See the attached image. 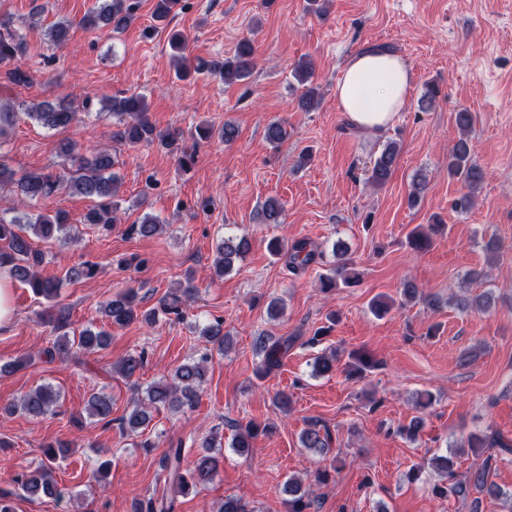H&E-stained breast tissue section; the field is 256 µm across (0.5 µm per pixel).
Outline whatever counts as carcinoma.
Here are the masks:
<instances>
[{"label":"carcinoma","instance_id":"obj_1","mask_svg":"<svg viewBox=\"0 0 512 512\" xmlns=\"http://www.w3.org/2000/svg\"><path fill=\"white\" fill-rule=\"evenodd\" d=\"M180 5V0H156L153 19L166 25L170 24L172 15ZM136 20L135 5L130 0H100L89 9L79 20L78 25L92 33L106 28L120 32L128 28ZM72 24L68 21L57 22L48 29L49 41L55 46H62L69 40ZM171 55L176 59L177 78L185 80L191 75H209L219 78L227 85L245 82L251 77L255 67V49L248 38L240 40L234 55L222 61H206L202 59L191 63L186 56L188 47L187 36L180 30H171L168 39ZM26 45L11 28L8 20L0 21V78L6 79L15 86H28L32 83L29 71L18 64V59L25 53ZM293 77L304 87L299 97L298 105L308 111L317 101L318 91L311 84V67L308 64L298 66ZM102 110L119 117V125L112 131V139L129 145L153 143L155 141L170 154L177 156L183 169L189 168L194 162V154L187 151L178 134L160 135L149 118V104L145 96L131 94L113 97ZM26 116L41 123L51 130H64L77 119V110L66 100L57 102L43 101L32 106ZM237 128L229 123L217 130L212 125L201 122L194 127L193 136L198 141H208L218 136L226 143L237 137ZM266 139L272 145H278L288 139L286 124L273 121L266 127ZM65 161L74 167L72 174L54 175L43 171H27L21 175L0 162V187L11 185L21 197L29 201H42L57 196L62 191L93 200L94 206L86 215V222L105 230L116 223L115 211L118 203L113 201L116 195L119 177L113 172L115 161L107 150L97 151L85 156L76 151L75 144L70 140L62 142L60 147ZM399 156V146L389 141L371 169L370 179L375 184H383L391 176ZM448 174L463 181L468 193L462 195L456 202L455 208L466 210L473 204L474 190L482 181V170L472 161L469 141L460 137L448 154ZM284 212L283 203L277 198H268L261 208V219L266 224H279ZM68 218L64 210L58 208L53 213H24L11 220L0 217V261L11 265L14 280L27 285L32 293L46 300H52L59 295L63 280H77L91 277L95 274L93 265L85 263L73 266L66 272L65 279H55L39 275L36 268L43 262L44 254L33 249L27 234H32L43 241H55L64 246L70 235L65 233ZM162 229L156 218L147 217L139 224L132 225V231L142 237H152ZM410 245L423 251L431 244L429 231L417 226L408 235ZM252 241L246 235L227 234L216 246L214 259V274L224 277L233 271L238 262L242 261L251 251ZM267 250L273 257L288 254V263L293 270H300L316 260L317 253L305 240L288 244L282 238H273L267 243ZM339 259L336 266L320 277L321 289L337 287L338 283H350L349 260L345 259V249L335 247ZM194 286L189 284L183 291L170 293L163 301V309L176 315L181 312L184 298L190 296ZM137 294L128 291L120 294L101 305V312L117 326H127L137 320L147 324L155 322L156 313L138 314ZM206 341L216 346L217 351H224V329L219 320L207 326L203 331ZM110 336L103 330L95 331L85 328L79 335L71 337L64 333L58 337L53 346L43 351L48 361L57 358L67 359L79 352H95L109 345ZM265 358L257 370L259 377H264L272 370L281 366L283 355L288 350V340H275L264 345ZM209 356L204 354L199 359L178 366L172 379L149 385L145 397L134 402V407L126 419L127 427L135 431L150 420V412L160 406L174 410L192 409L195 407L200 391L205 383L206 363ZM145 362L144 352H133L122 358L115 366V371L122 377L130 379L139 372ZM58 400V393L50 385L40 386L25 394L18 401L1 407L0 412L15 414L26 413L33 416L46 414ZM89 414L97 421L108 425L111 423L112 397L106 393H93L87 401ZM255 425H238L235 429L232 447H250L249 438L254 435ZM302 447L320 455L330 452L332 443L330 432L313 423L306 428L301 436ZM217 447L214 438H208L201 444L203 453L195 460L193 467H183V448H171L163 457V470L166 472L168 484L173 493H164L152 497L146 502H140L137 512H175V494L187 493L190 489L205 485L212 481L217 470L218 459L209 454V450ZM468 447L474 452L479 462L475 463L470 475L465 480L457 479L454 462L448 456L435 458L437 468L444 474L445 482L433 487V493L440 497H455L465 499L468 486H473L489 497L503 498L508 502L512 512V494L500 489L498 485L488 481L489 472L496 456L483 455L484 449L496 447L501 451L512 452V446L503 442L500 435L490 437L472 435L468 439ZM68 445L58 443L48 445L46 461L37 469L27 473L21 480V489L30 498L54 496L58 493L57 484L53 479V464L65 456ZM289 512H320L319 499L300 493L301 484L295 480L287 483Z\"/></svg>","mask_w":512,"mask_h":512}]
</instances>
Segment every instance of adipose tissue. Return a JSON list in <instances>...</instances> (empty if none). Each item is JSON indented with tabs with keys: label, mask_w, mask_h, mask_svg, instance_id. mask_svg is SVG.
Segmentation results:
<instances>
[{
	"label": "adipose tissue",
	"mask_w": 512,
	"mask_h": 512,
	"mask_svg": "<svg viewBox=\"0 0 512 512\" xmlns=\"http://www.w3.org/2000/svg\"><path fill=\"white\" fill-rule=\"evenodd\" d=\"M413 75L396 52L371 48L353 56L336 85V99L348 123L374 133L392 125L403 110Z\"/></svg>",
	"instance_id": "ef3b65f1"
}]
</instances>
